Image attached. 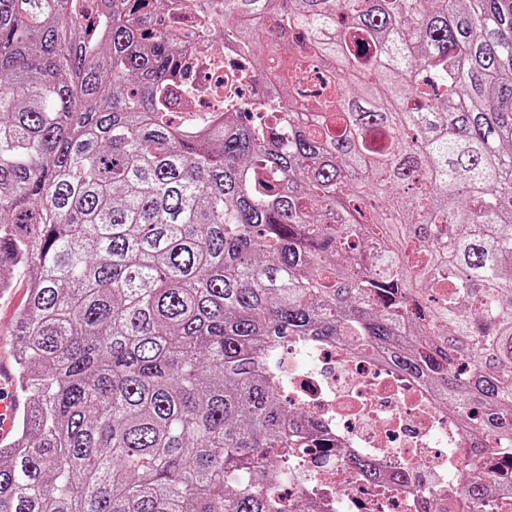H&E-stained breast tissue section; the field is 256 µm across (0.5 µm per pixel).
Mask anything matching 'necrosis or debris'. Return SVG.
Segmentation results:
<instances>
[{
	"mask_svg": "<svg viewBox=\"0 0 512 512\" xmlns=\"http://www.w3.org/2000/svg\"><path fill=\"white\" fill-rule=\"evenodd\" d=\"M204 83H223L238 64L235 47L207 46L191 17L169 26ZM286 368L289 400L320 421L329 449L301 448L306 512H461L456 482L477 434L421 383L355 343L299 350ZM373 462L368 480L349 461Z\"/></svg>",
	"mask_w": 512,
	"mask_h": 512,
	"instance_id": "obj_1",
	"label": "necrosis or debris"
}]
</instances>
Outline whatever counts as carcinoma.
Wrapping results in <instances>:
<instances>
[{
  "label": "carcinoma",
  "mask_w": 512,
  "mask_h": 512,
  "mask_svg": "<svg viewBox=\"0 0 512 512\" xmlns=\"http://www.w3.org/2000/svg\"><path fill=\"white\" fill-rule=\"evenodd\" d=\"M172 2L0 0V512H302L293 343L355 337L512 446V0H223L201 38L260 89L192 126ZM296 34L320 83L262 84ZM502 479L464 465L468 512ZM26 296V283L17 280L10 292L0 296V365L9 367L12 325ZM0 367V440L9 437L20 400L7 367Z\"/></svg>",
  "instance_id": "obj_1"
}]
</instances>
